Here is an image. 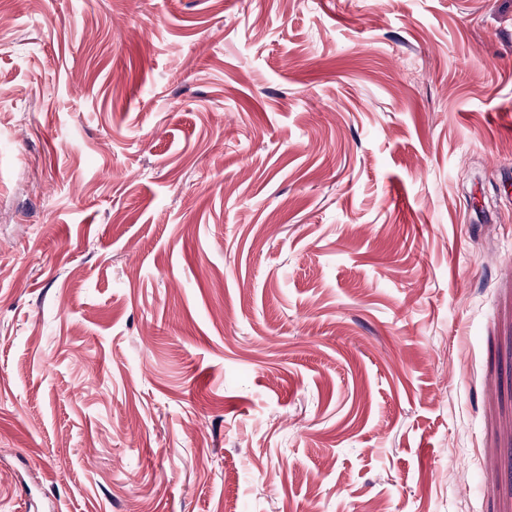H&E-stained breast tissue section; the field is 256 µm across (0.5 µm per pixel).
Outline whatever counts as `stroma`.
I'll list each match as a JSON object with an SVG mask.
<instances>
[{"instance_id": "1", "label": "stroma", "mask_w": 512, "mask_h": 512, "mask_svg": "<svg viewBox=\"0 0 512 512\" xmlns=\"http://www.w3.org/2000/svg\"><path fill=\"white\" fill-rule=\"evenodd\" d=\"M512 0H8L0 512H512Z\"/></svg>"}]
</instances>
